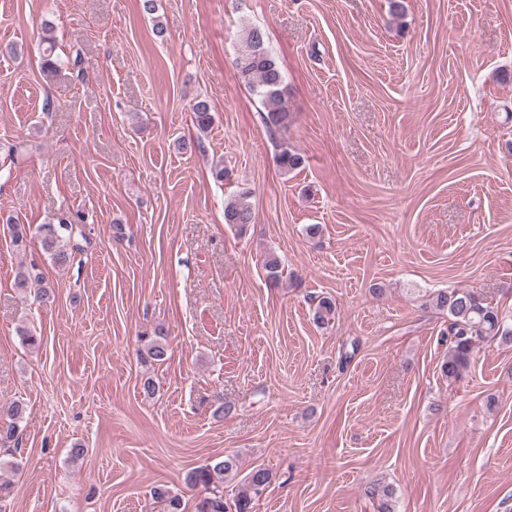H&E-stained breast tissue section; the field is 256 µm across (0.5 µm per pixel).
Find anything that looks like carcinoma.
<instances>
[{
	"mask_svg": "<svg viewBox=\"0 0 512 512\" xmlns=\"http://www.w3.org/2000/svg\"><path fill=\"white\" fill-rule=\"evenodd\" d=\"M235 67L241 81L262 99L264 112L260 113V118L267 131L272 135L287 131L290 113L283 102L285 77L267 46V35L263 29L254 26L243 30ZM191 111L199 129L205 130L211 126L213 115L207 101L194 102ZM274 162L282 172L289 173L302 166L303 157L283 148L276 154ZM248 196L249 192H242L225 204L224 223L241 230L253 223L254 213L246 201ZM0 222L8 227L16 246L26 245L33 228L19 223L11 215ZM33 230L44 253L61 269L73 265L77 255L83 251L82 246L75 242L79 235L77 224L68 216L60 217L55 224H40ZM264 269L268 281L273 285L278 284L284 273L280 258L273 253L266 255ZM15 288L22 292L35 289V300L41 305L47 306L54 302L51 287L45 284L43 276L34 265L17 273ZM312 304L316 325H327L335 319L336 302L332 298H315ZM427 304L448 314V328L443 333L448 342V357L442 362L440 371L442 377L451 382L464 377L474 352L486 340L497 339L504 344H512V327L506 324L503 313L473 289L433 291L428 294ZM140 340L144 342L145 359L158 365L169 360L171 351L162 327L142 332ZM26 414L27 408L20 401L0 404V442L15 439ZM237 472L236 462L231 457L192 469L186 476L187 484L192 487L200 485L206 490V496L196 504V512H226L224 477ZM270 481V474L265 469L257 468L247 473L240 482L235 512H249L252 499L261 496ZM151 494L156 500L165 503L167 512H183L181 498L168 488L155 487ZM365 494L377 502V512H395L394 491L389 486L375 483L366 488Z\"/></svg>",
	"mask_w": 512,
	"mask_h": 512,
	"instance_id": "carcinoma-1",
	"label": "carcinoma"
}]
</instances>
